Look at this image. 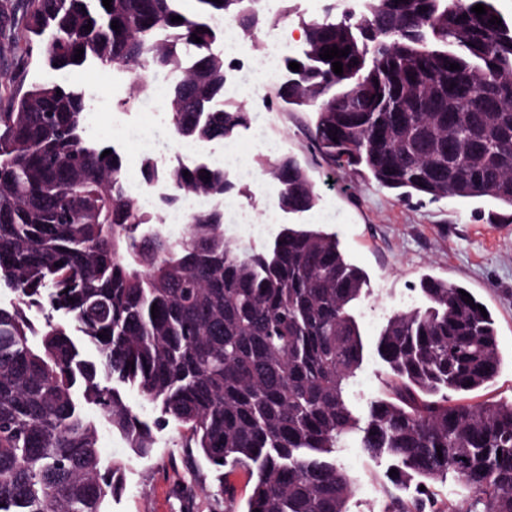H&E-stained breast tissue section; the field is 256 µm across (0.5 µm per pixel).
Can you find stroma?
<instances>
[{"mask_svg":"<svg viewBox=\"0 0 512 512\" xmlns=\"http://www.w3.org/2000/svg\"><path fill=\"white\" fill-rule=\"evenodd\" d=\"M328 14L341 16L338 0H284L281 14H263L262 27L254 29L247 40L251 64L263 60L265 27L282 28L289 41L288 52L295 55L302 49L305 23ZM66 79L82 87L88 99L99 100V111L85 117L86 133L124 154L128 179L142 180L140 146L129 135L134 128L151 141L159 166H172L180 157L223 166L233 185L220 203L225 241L259 250L286 224H313L335 234L350 261L369 276L370 294L359 303L357 315L370 349L393 312L426 306L419 289L423 276L470 288L495 318L502 366L495 380L469 393L467 401L476 405L512 400V222L492 221L496 204L454 198L434 202L396 199L310 149L308 130L315 114L306 108L259 113L265 126L261 145L249 126L230 139L184 148L167 113L153 112L148 100L133 97L129 74L81 68L67 73ZM288 156L307 169L318 195L316 205L301 214L279 208L280 186L263 172V162ZM241 212L250 215V223L235 222ZM384 378L383 365L371 353L366 355L348 389L357 415L366 416ZM120 392L142 421L153 424L155 444L150 456L135 455L105 425L101 412L90 409L98 425L103 459L124 465L121 489L108 500L107 512H214L215 502L205 495L217 480L212 466L198 449L186 447L175 426H157L159 410L136 387L124 385ZM336 459L352 480L350 512H380L391 460L367 455L354 440L337 449Z\"/></svg>","mask_w":512,"mask_h":512,"instance_id":"35a3bbf8","label":"stroma"}]
</instances>
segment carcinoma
<instances>
[{
  "mask_svg": "<svg viewBox=\"0 0 512 512\" xmlns=\"http://www.w3.org/2000/svg\"><path fill=\"white\" fill-rule=\"evenodd\" d=\"M180 2L112 0L108 10L102 0H0V52L17 67L0 85V284L16 295L0 306V512H106L122 464L102 463L84 406L138 454L153 445L120 384L137 387L160 410L156 424L184 430L216 471L255 478L239 510L218 475L208 496L225 512H349L351 479L335 453L354 435L367 454L392 458V486L424 487L410 499L385 489L382 512H444L431 485L450 473L469 487L464 512H512V401L459 402L501 366L495 320L478 299L421 278L429 305L393 313L380 330L372 353L387 379L361 419L347 386L366 355L356 308L369 279L335 235L285 224L264 249H240L224 242L217 208L186 213L176 236L160 225L141 232L150 217L129 191L124 155L83 135L84 91L55 78L25 85L37 39L51 70H126L139 96L155 93L158 74L176 75L164 94L175 135L232 137L250 116L219 107L229 63L215 51L217 21L230 16L249 33L257 0H195L193 14ZM498 2L363 0L356 16L313 20L300 54L282 59L271 108H313L314 149L400 199L512 208V19ZM333 46L350 49L340 75L320 58ZM265 173L281 186V210L315 206L295 158ZM141 176L148 187L165 177L168 206L232 189L224 169L201 160L164 171L148 157ZM33 306L67 317L100 363L80 358L63 324L48 318L35 330Z\"/></svg>",
  "mask_w": 512,
  "mask_h": 512,
  "instance_id": "obj_1",
  "label": "carcinoma"
}]
</instances>
